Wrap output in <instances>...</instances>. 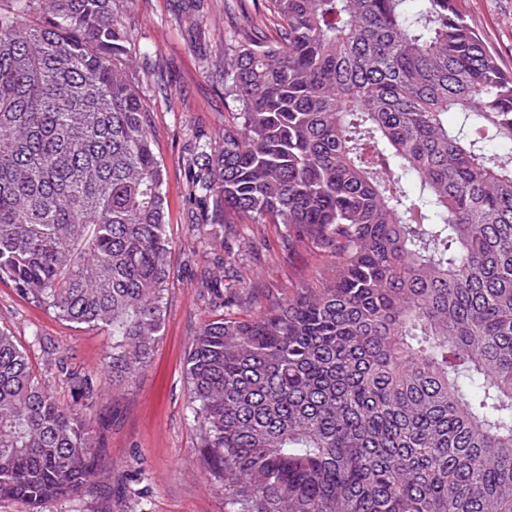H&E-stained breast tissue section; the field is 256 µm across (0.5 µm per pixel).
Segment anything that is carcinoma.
<instances>
[{"label":"carcinoma","mask_w":512,"mask_h":512,"mask_svg":"<svg viewBox=\"0 0 512 512\" xmlns=\"http://www.w3.org/2000/svg\"><path fill=\"white\" fill-rule=\"evenodd\" d=\"M6 2L0 282L112 336L64 405L0 329V498L35 508L105 466L98 390L150 362L170 241L124 0ZM264 2L216 64L238 112L196 137L194 224H282L335 262L193 339L229 512H512V75L458 0Z\"/></svg>","instance_id":"1"}]
</instances>
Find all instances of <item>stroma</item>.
<instances>
[{
	"instance_id": "stroma-1",
	"label": "stroma",
	"mask_w": 512,
	"mask_h": 512,
	"mask_svg": "<svg viewBox=\"0 0 512 512\" xmlns=\"http://www.w3.org/2000/svg\"><path fill=\"white\" fill-rule=\"evenodd\" d=\"M257 0H124L116 16L127 30L129 76L150 107L155 149L165 164L166 230L171 241L165 319L148 366L132 384L102 389L97 410L109 421V464L82 493L39 509L1 499L0 512H228L199 450L186 378L193 337L207 322L255 315L266 296L288 298L317 287L333 263L307 242L289 244L280 224H210L194 229L185 166L195 136L223 129L236 109L215 67L236 44ZM505 70L512 71V0H462ZM253 287L240 303V282ZM0 327L26 347L62 403L71 390L56 364L98 375L112 339L106 332L56 318L0 283Z\"/></svg>"
}]
</instances>
